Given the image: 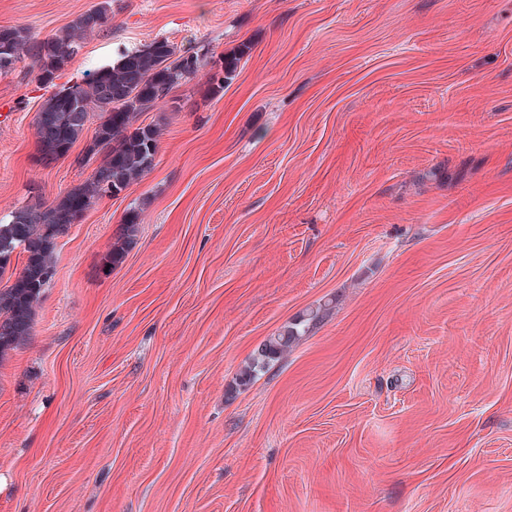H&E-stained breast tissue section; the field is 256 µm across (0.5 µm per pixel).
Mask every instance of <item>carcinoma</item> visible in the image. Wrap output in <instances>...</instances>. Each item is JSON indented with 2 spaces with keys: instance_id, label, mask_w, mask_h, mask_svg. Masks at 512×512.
<instances>
[{
  "instance_id": "carcinoma-1",
  "label": "carcinoma",
  "mask_w": 512,
  "mask_h": 512,
  "mask_svg": "<svg viewBox=\"0 0 512 512\" xmlns=\"http://www.w3.org/2000/svg\"><path fill=\"white\" fill-rule=\"evenodd\" d=\"M111 0L80 15L54 37L35 40L18 27H0V73L8 74L28 58L43 87L54 85L58 73L80 51L79 40L94 30L104 31L110 21ZM211 63L199 49H180L157 41L147 50L127 51L112 66L95 71L89 81L54 93L37 112L38 153L50 163L67 155L91 118H98L89 152L102 154L99 165L83 184L50 205L40 201L21 206L0 222V278L15 254L25 256L22 268L0 287V356L30 334L35 305L55 274L56 240L81 221L96 202L114 197L139 181L154 165L160 129L152 124L134 126V118ZM138 226L131 210L116 230L112 261L122 258ZM327 305L308 310L277 334L266 339L251 365L239 373L248 384L256 370L288 352L307 326L321 319Z\"/></svg>"
}]
</instances>
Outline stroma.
Here are the masks:
<instances>
[{
  "label": "stroma",
  "instance_id": "35a3bbf8",
  "mask_svg": "<svg viewBox=\"0 0 512 512\" xmlns=\"http://www.w3.org/2000/svg\"><path fill=\"white\" fill-rule=\"evenodd\" d=\"M159 38L224 89L206 66L138 115L154 167L58 239L0 357V512H512V0H112L54 87L0 74V217L101 161L91 121L42 164V103ZM138 215L135 208L131 209L128 216L125 217L116 230L112 242L113 261H119L122 258L128 243L134 237L138 226ZM328 305H319L311 308L305 314L297 318L293 323H288L277 334L266 339L261 349L258 351L257 357L251 365L245 367L239 373V380L243 384H248L254 378L257 368H264L272 361L280 358L284 353L288 352L302 336L305 335L307 326L321 319L327 312Z\"/></svg>",
  "mask_w": 512,
  "mask_h": 512
}]
</instances>
